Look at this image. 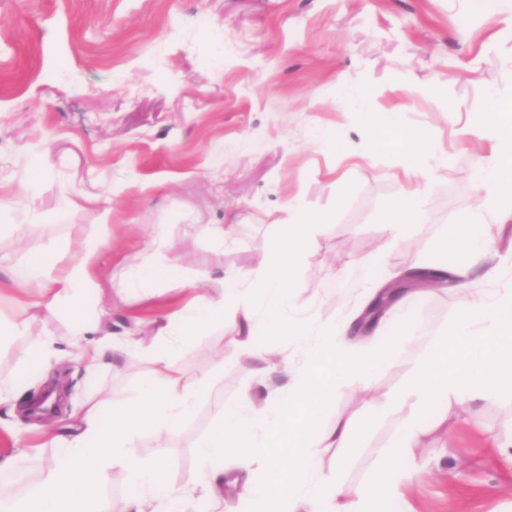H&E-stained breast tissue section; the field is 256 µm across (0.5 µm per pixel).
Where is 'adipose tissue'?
<instances>
[{
    "label": "adipose tissue",
    "mask_w": 512,
    "mask_h": 512,
    "mask_svg": "<svg viewBox=\"0 0 512 512\" xmlns=\"http://www.w3.org/2000/svg\"><path fill=\"white\" fill-rule=\"evenodd\" d=\"M368 120L383 129L379 152L417 157L410 176L443 164V156L427 148L426 133L402 127L398 113L372 112ZM463 133L491 145L477 177L485 191L482 208L494 209L499 197L512 194V99L489 94L477 126L464 128ZM329 221L328 214L306 212L280 225L277 237L262 246V263L244 272L224 274L223 292L216 299L200 293L201 285L212 278L210 271L184 278L177 267L159 263L152 253L128 267L116 288L117 295L124 297L147 282L165 280L193 293V301L161 316L159 335L189 341L223 323L230 314L242 321L241 344L254 348L258 337L284 336L296 350L294 356L270 362L268 367L272 373H287L286 385L266 386L259 403L243 396L213 417L208 432L198 441L204 463L200 489L173 485L165 453L144 459L133 451L141 432L181 425L197 398L210 389L205 376L187 384L173 366L168 348L159 344L150 351L151 373L136 397L120 403L103 400L76 414L69 436L48 432V443L59 448L52 468L27 492L1 496L0 512H104L102 492L116 467L126 471L138 488L127 512H148L157 500L166 503L168 512H220L222 462L238 451L249 454L257 466V476L246 490L253 512H374L379 500L398 495L403 477L383 463L360 489L356 501H347L336 470L326 469L319 455L323 448L346 447L353 434L347 419L321 427L329 396L352 374L374 379L391 360V347L383 342L344 353L336 338L345 333L349 318L326 324L314 311H299L292 305L297 272ZM111 230V224H103L101 234L87 238L65 268H58L57 248L48 244L12 276L19 287L46 282L34 309L47 316H66L78 338L88 331L84 301L99 289L98 256L103 236ZM451 236L468 260L467 266L452 271L456 288L469 290L467 267L471 264L484 266V276L492 286L479 298L460 303L448 332L427 356L413 363L406 382L385 396L384 410L409 409L389 443L396 455L417 446L422 419L438 400L453 396L473 401L492 385H512V284L500 286L501 272L488 262L491 246L478 222L456 225Z\"/></svg>",
    "instance_id": "adipose-tissue-1"
}]
</instances>
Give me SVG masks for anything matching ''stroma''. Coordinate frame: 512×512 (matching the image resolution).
<instances>
[{
	"label": "stroma",
	"mask_w": 512,
	"mask_h": 512,
	"mask_svg": "<svg viewBox=\"0 0 512 512\" xmlns=\"http://www.w3.org/2000/svg\"><path fill=\"white\" fill-rule=\"evenodd\" d=\"M512 98V0H0V320L23 314L40 285L18 292L13 268L55 243L66 264L109 220L112 236L99 257V296L85 302L102 331L140 330L152 344L154 319L169 308L166 284L118 300L113 284L140 261L154 239L163 260L185 274L246 271L259 246L287 223L288 206L304 201L330 213V228L301 266L292 303L316 308L327 324L356 313L363 289L385 284L408 265L435 267L448 247L444 231L480 204L474 178L487 146L455 129L485 110L487 91ZM400 113L427 133L446 165L420 187L416 222L398 235L389 216L408 189L406 162L373 150L366 113ZM334 137L336 147L322 148ZM40 176H33V167ZM512 196L484 213L481 231L492 262L512 277ZM220 224L231 243L204 236ZM461 293L419 289L413 334L398 340L373 382L354 376L327 402L324 422L350 418L352 447L323 451L325 466L346 456L342 474L356 494L380 465L402 413L366 419L407 378L454 321ZM233 319L193 341L165 337L187 382L216 375L210 395L177 430L140 434L144 457L165 450L171 478L202 479L197 441L218 408L244 394L262 398L264 362L235 345ZM47 340L51 368L31 364L16 379L33 340ZM224 368L213 372L216 360ZM151 366L132 350L115 365L88 373L63 317L36 318L30 334L0 347V384L14 388L15 407L0 410V456L36 438L28 402L49 383L66 390L59 428L71 412L102 398L135 397ZM419 448L394 460L409 473L397 512H512V457L497 442L512 438V390L470 403L448 399L427 415ZM56 450L42 447L0 472V495L35 485ZM233 484L224 512H246V454L226 457Z\"/></svg>",
	"instance_id": "stroma-1"
}]
</instances>
